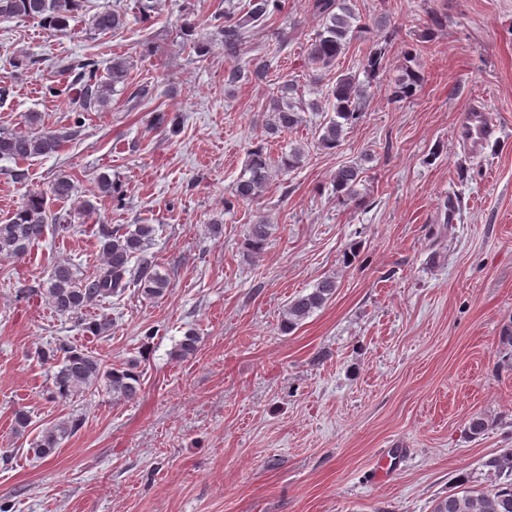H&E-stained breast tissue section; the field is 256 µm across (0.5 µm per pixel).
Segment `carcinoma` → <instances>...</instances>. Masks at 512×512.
I'll return each instance as SVG.
<instances>
[{"label":"carcinoma","mask_w":512,"mask_h":512,"mask_svg":"<svg viewBox=\"0 0 512 512\" xmlns=\"http://www.w3.org/2000/svg\"><path fill=\"white\" fill-rule=\"evenodd\" d=\"M84 0H0V18L33 20L48 30L61 31L69 26L82 9ZM317 12L322 15L324 28L308 47L309 59L317 70H328L346 50L353 33V10L341 0H314ZM278 0H248L246 15L241 18L229 11L218 12L205 21L214 29L224 44V53L236 56L245 45L251 30L262 24ZM128 11L117 6L105 7L90 17V28L100 34L116 32L127 25ZM270 60L262 57L255 62L233 66L224 72V84L238 83L246 73L263 76L269 69ZM71 81L60 89L46 88L48 94L67 95L76 112L102 110L108 106L113 89L118 83H126L128 66L124 59L114 57L105 70L93 57L70 60L60 65ZM421 74L413 69L405 70L394 88V96L406 100L416 94L421 85ZM295 93L294 85L280 90V95L269 103L268 119L264 133L275 136L291 132L303 122L302 108L287 98ZM334 115L319 128L318 142L325 149L338 146L345 132V126L361 121L365 115L366 102L355 83L349 78L336 80L327 97ZM151 124L175 135L179 124L175 118L158 108L153 110ZM76 135V130H54L40 132L0 131V158L28 160L38 156L56 153L62 144ZM300 149L275 160L265 153L261 143L255 144L248 154L247 177H241L232 186L224 206L252 202L259 198L270 180L272 167L290 170L301 162ZM365 169L357 164L344 165L336 170L332 183L336 198L341 203L353 201L356 186L362 180ZM75 181L69 175H60L51 183L50 195L57 201L72 198ZM58 235L74 230L71 216L50 213L46 198L41 193L28 195L6 224H0V258L18 257L25 254L36 243L45 239L47 229ZM271 224L258 219L249 227V245L252 250L261 251L270 236ZM156 234L153 224H125L112 226L101 224L97 235L100 244L101 265L89 275H80L68 262H59L52 268L47 285L29 286L21 289L22 295L40 296L61 315L83 314V310L113 297L121 296L126 289L136 286L140 294L150 299H160L167 294L168 279L157 270L154 256L148 247ZM336 277L326 276L319 280L311 292L299 295L289 301L283 312V328L290 331L298 327L315 311L324 308L336 294ZM198 336L191 330L177 344L174 357L181 360L195 355L198 350ZM502 364L512 369V323L500 332L498 341ZM62 353L59 369L53 375L54 395L66 401L95 390L112 394L114 401H131L140 395L142 382L136 366L127 363L111 366L92 353L70 345H59L43 352L46 362L56 360ZM82 420L71 416L58 420L40 432L32 448L34 456L46 458L59 448L61 440L76 432ZM490 483L478 491L463 490L442 496L435 501L432 512H512V448L489 458L485 462Z\"/></svg>","instance_id":"obj_1"}]
</instances>
